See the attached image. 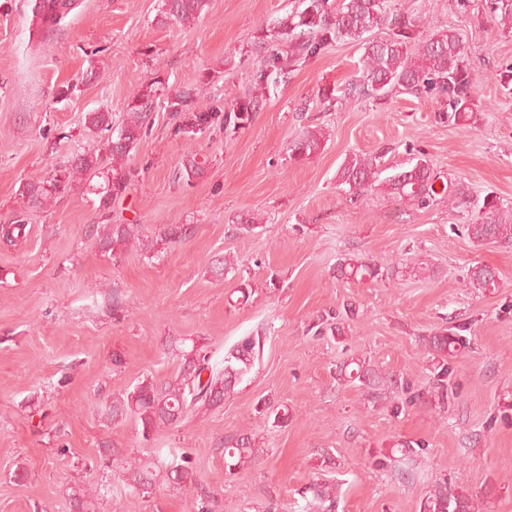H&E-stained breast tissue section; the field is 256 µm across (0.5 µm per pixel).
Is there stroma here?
<instances>
[{"label": "stroma", "mask_w": 512, "mask_h": 512, "mask_svg": "<svg viewBox=\"0 0 512 512\" xmlns=\"http://www.w3.org/2000/svg\"><path fill=\"white\" fill-rule=\"evenodd\" d=\"M34 2L0 0V224L27 225L21 244H0V512H73L78 488L92 492L93 512H190L198 499L207 512H319L304 496L317 481L335 484L336 512H423L443 479L482 494L485 512H512V242L481 245L465 231L484 199L512 207V34L484 0H384L417 38L459 35L473 82L459 121L439 119L440 100L398 90L342 99L363 54L347 38L256 82L263 36L303 0H209L185 26L162 19L160 0H74L38 42ZM326 89L336 101H323ZM146 91L149 130L125 158L130 178L110 208L99 176L27 206L23 186L77 151L109 161V134L88 130L87 113H111L120 127ZM244 97L259 106L237 128L175 135L177 100L222 113ZM307 126L327 141L293 161L289 145ZM356 153L386 167L425 159L463 194L423 209L380 189L348 194L336 172ZM190 154L201 170L184 169ZM100 224L140 225L150 242L171 224L193 231L114 255ZM350 254L400 274L339 279ZM222 256L236 264L225 277L214 272ZM476 265L497 271L498 288L468 287ZM243 279L252 294L238 305ZM446 326L464 327L469 348L451 361L441 402L420 339ZM254 335L260 355L222 408L191 409L148 440L134 419L107 418L113 397L177 372L167 338L205 339L219 362ZM353 360L404 378L408 394L372 396L341 376ZM266 402L287 409V424L261 414ZM241 433L263 454L230 472L221 443ZM397 442L410 454L393 451ZM182 453L197 486L161 481L135 496L129 461Z\"/></svg>", "instance_id": "stroma-1"}]
</instances>
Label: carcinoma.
Here are the masks:
<instances>
[{"mask_svg": "<svg viewBox=\"0 0 512 512\" xmlns=\"http://www.w3.org/2000/svg\"><path fill=\"white\" fill-rule=\"evenodd\" d=\"M50 1L60 7L52 16L50 27L57 26L71 11L69 0H38L34 5V17L41 14L42 5ZM208 6V0H162L161 12L182 24L192 23L200 18ZM489 13L495 17L502 29L512 32V0H486ZM389 22L392 33L389 38L363 43L364 53L358 75L348 84L344 98L384 96L397 88L414 96L425 95L446 101V112L453 118H462L469 109L472 81L464 64V47L458 36L442 32L418 41L414 50H408L411 21L404 16L388 19L384 0H309L308 6L293 19L280 25L277 35L290 38L288 51L282 55L273 52L266 62L275 69H284L288 63L301 58L313 57L327 46L332 36L359 40L384 22ZM298 28L307 29V37L294 35ZM258 107L252 98H241L232 109L219 117L208 108L193 112L179 113L180 124L177 134H195L223 119L224 126L238 127L249 120L251 112ZM149 95L138 93L133 97L127 112L126 122L118 131L116 139L109 143L112 159L121 161L129 155L141 139L146 128ZM86 123L90 130H112V117L107 112H89ZM326 140L322 129L304 131L291 145V155L297 162L307 161L322 149ZM99 167V156L85 151L73 158L71 164L56 174L37 183H29L21 195L28 204L40 207L49 199L65 193L70 178L76 173H95ZM377 159L367 154H355L346 158L337 171L339 184L351 194L369 189L381 188L390 198L401 204L426 208L435 198V176L432 168L419 159L408 167L394 169L387 177H381ZM129 173L115 170L111 188L106 190L100 205L108 207L112 195L121 193L128 182ZM27 224L14 219L0 224V242L12 246L26 235ZM467 235L479 244L512 241V208H504L495 200H486L475 222L467 225ZM99 240L106 250L116 252L139 241L136 224H102L98 226ZM393 274V267L369 259L348 256L338 262L336 277L362 281L383 279ZM469 287L477 290L497 288V274L487 266L471 269ZM422 344L430 365L436 372L437 396H448V361L453 360L466 349L464 339L456 328H444L430 336L422 337ZM167 347L181 358L178 374L167 379L146 378L131 390L112 400L108 416L120 422L129 416L137 419L142 428V437L148 441L161 428H170L181 422L190 407L217 409L224 400L235 392L243 377L251 370L256 341L244 338L226 356L223 363L212 362L207 346L195 343L186 345L182 339L167 340ZM348 372V378L366 386L377 396L381 391L398 395L403 391L400 378L383 374L359 360ZM224 466L228 471L240 470L260 459L261 449L255 447L251 435L239 434L224 439ZM167 481L188 488L196 484V474L189 459L180 457L164 465ZM158 473L152 464H136L130 468V487L141 496L152 493ZM313 499L324 512L336 508V486L330 483L314 484L310 487ZM425 512H477L474 498L458 491L443 481L437 483L424 504Z\"/></svg>", "mask_w": 512, "mask_h": 512, "instance_id": "obj_1", "label": "carcinoma"}]
</instances>
